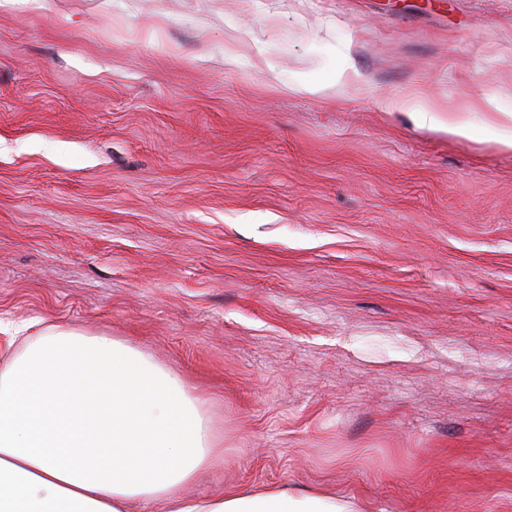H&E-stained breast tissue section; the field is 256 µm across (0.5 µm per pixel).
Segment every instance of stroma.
Wrapping results in <instances>:
<instances>
[{"label":"stroma","instance_id":"obj_1","mask_svg":"<svg viewBox=\"0 0 512 512\" xmlns=\"http://www.w3.org/2000/svg\"><path fill=\"white\" fill-rule=\"evenodd\" d=\"M490 96L512 0H0V361L43 320L201 389L224 456L195 501L512 512ZM433 112L435 111L422 109L411 112V115L418 127L448 134L450 138L473 140L478 136L479 129L472 123L458 118L445 120Z\"/></svg>","mask_w":512,"mask_h":512}]
</instances>
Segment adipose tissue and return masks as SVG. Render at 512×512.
<instances>
[{
  "mask_svg": "<svg viewBox=\"0 0 512 512\" xmlns=\"http://www.w3.org/2000/svg\"><path fill=\"white\" fill-rule=\"evenodd\" d=\"M206 401L109 336L49 324L0 367V512H358L315 493L260 487L200 504L183 485L222 459Z\"/></svg>",
  "mask_w": 512,
  "mask_h": 512,
  "instance_id": "obj_1",
  "label": "adipose tissue"
}]
</instances>
